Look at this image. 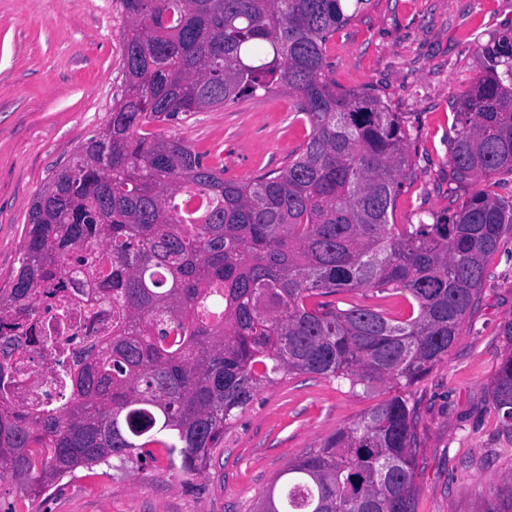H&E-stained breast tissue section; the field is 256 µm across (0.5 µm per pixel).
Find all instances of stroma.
<instances>
[{
  "label": "stroma",
  "mask_w": 512,
  "mask_h": 512,
  "mask_svg": "<svg viewBox=\"0 0 512 512\" xmlns=\"http://www.w3.org/2000/svg\"><path fill=\"white\" fill-rule=\"evenodd\" d=\"M353 19L327 49L345 89L369 88L410 131L414 167L393 221L447 214L475 182H449L451 102L481 71L480 45L512 30V0H347ZM123 22L114 0H0V285L18 266L34 199L107 119L123 84ZM152 133L184 140L242 181L282 167L305 140L294 100L272 92L200 112ZM403 290L336 295L402 315ZM512 320V230L487 259L478 299L447 358L409 388L416 417L415 512H480L512 482V428L491 394ZM389 387L297 375L261 388L224 430L191 482L165 463L140 471L77 470L29 496L0 476V512H256L290 461L390 397Z\"/></svg>",
  "instance_id": "1"
}]
</instances>
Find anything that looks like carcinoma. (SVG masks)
Returning <instances> with one entry per match:
<instances>
[{
	"label": "carcinoma",
	"mask_w": 512,
	"mask_h": 512,
	"mask_svg": "<svg viewBox=\"0 0 512 512\" xmlns=\"http://www.w3.org/2000/svg\"><path fill=\"white\" fill-rule=\"evenodd\" d=\"M124 89L31 206L19 267L0 287V355L39 340L19 314L64 261L110 253L125 322L88 352L73 399L28 420L0 400V474L33 497L101 464L163 458L197 476L262 386L294 375L397 393L281 473L257 512H415V419L404 390L448 356L512 227V196L480 188L444 218L393 224L412 169L400 115L341 89L327 44L344 0H115ZM451 102L448 180L512 173V31L479 48ZM294 97L307 137L281 168L224 179L221 162L145 131L257 91ZM400 286L399 318L331 297ZM512 427V349L491 383Z\"/></svg>",
	"instance_id": "cac0c4a2"
}]
</instances>
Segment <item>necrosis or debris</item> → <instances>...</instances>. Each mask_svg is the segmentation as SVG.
I'll return each instance as SVG.
<instances>
[{
	"mask_svg": "<svg viewBox=\"0 0 512 512\" xmlns=\"http://www.w3.org/2000/svg\"><path fill=\"white\" fill-rule=\"evenodd\" d=\"M105 251L94 260H69L57 278L66 285L59 299L39 303L35 319L38 343L25 347L0 370V398L16 402L35 418L65 405L74 389L77 357L89 344L107 345L117 316L112 311V284L107 281Z\"/></svg>",
	"mask_w": 512,
	"mask_h": 512,
	"instance_id": "obj_1",
	"label": "necrosis or debris"
}]
</instances>
